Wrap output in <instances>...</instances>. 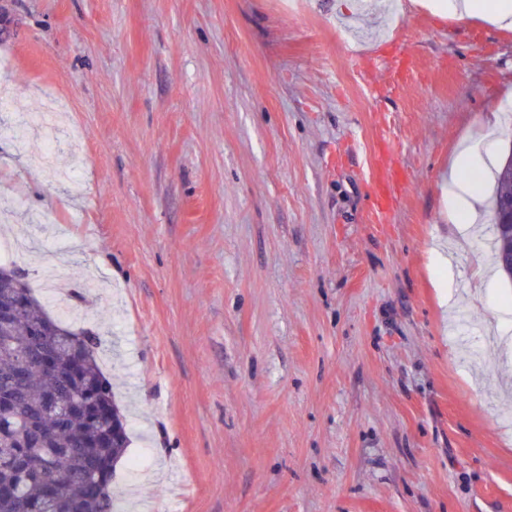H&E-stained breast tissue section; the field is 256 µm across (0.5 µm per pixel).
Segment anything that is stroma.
<instances>
[{"label": "stroma", "mask_w": 512, "mask_h": 512, "mask_svg": "<svg viewBox=\"0 0 512 512\" xmlns=\"http://www.w3.org/2000/svg\"><path fill=\"white\" fill-rule=\"evenodd\" d=\"M397 3L0 0V240L102 341L119 512H512V280L439 302L512 30ZM487 149L479 140L464 141L450 166L448 183L451 186L448 219L452 224H463L460 228L463 247L476 234L479 225L486 223L484 211L485 186L492 183V160L486 159ZM470 170L480 175V185L475 187L464 178L462 172Z\"/></svg>", "instance_id": "35a3bbf8"}]
</instances>
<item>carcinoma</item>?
Wrapping results in <instances>:
<instances>
[{
	"mask_svg": "<svg viewBox=\"0 0 512 512\" xmlns=\"http://www.w3.org/2000/svg\"><path fill=\"white\" fill-rule=\"evenodd\" d=\"M512 196L496 174L493 201ZM497 264L512 234H493ZM0 512H115L112 476L129 442L98 336L51 316L24 275L0 265ZM58 481L56 493L50 482Z\"/></svg>",
	"mask_w": 512,
	"mask_h": 512,
	"instance_id": "1",
	"label": "carcinoma"
}]
</instances>
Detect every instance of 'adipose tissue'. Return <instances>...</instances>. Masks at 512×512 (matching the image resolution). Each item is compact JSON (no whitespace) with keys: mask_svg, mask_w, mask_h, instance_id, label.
<instances>
[{"mask_svg":"<svg viewBox=\"0 0 512 512\" xmlns=\"http://www.w3.org/2000/svg\"><path fill=\"white\" fill-rule=\"evenodd\" d=\"M453 12L479 15L506 29H512V0H448ZM492 180V162L481 141L463 142L450 166L451 186L448 219L460 227L463 238L475 235L486 221L484 186Z\"/></svg>","mask_w":512,"mask_h":512,"instance_id":"ef3b65f1","label":"adipose tissue"}]
</instances>
